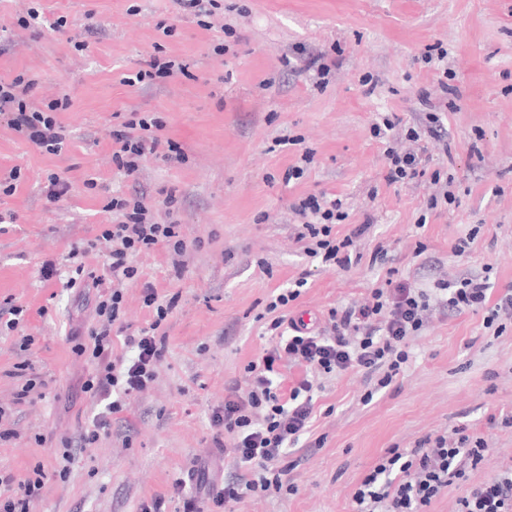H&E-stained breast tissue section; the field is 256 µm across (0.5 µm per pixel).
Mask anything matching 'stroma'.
<instances>
[{"mask_svg":"<svg viewBox=\"0 0 512 512\" xmlns=\"http://www.w3.org/2000/svg\"><path fill=\"white\" fill-rule=\"evenodd\" d=\"M35 6L41 23L22 27ZM221 44L226 53H217ZM437 45L448 52L444 76L422 61ZM154 54L183 73L130 84ZM317 54L332 66L322 88L282 64ZM20 74L36 79L35 100L70 101L57 115L70 134L57 155L0 123V177L21 171L15 193H0V213L16 217L0 224V307L24 309L18 329L0 322V470L43 471L30 512H140L158 497L165 512H178L172 484L194 465L208 482L189 492L214 512L208 488L228 478L234 451L216 447L211 415L273 345L265 306L300 274L308 283L290 313L319 324L330 309L369 300L391 270L425 286L489 265L496 288L512 284V0H217L202 19L177 0H0V78ZM434 110L447 135L429 142L427 168L453 176L457 200L431 210L429 178L387 184L386 145L371 127L392 113L413 125ZM143 115L162 120V137L185 160L149 154L129 176L112 162L109 132ZM284 136L290 145H280ZM306 147L314 164L284 184ZM52 175L70 184L54 203L44 192ZM134 192L158 222L178 223L188 243L183 274L159 245L136 256L140 277L123 284L131 333L154 319L144 283L176 298L165 357L154 383L63 476L65 441L102 408L83 388L94 363L74 350L91 341L100 292L67 288L76 269L69 251L95 242L83 262L102 271L99 236L114 219L107 205ZM170 192L177 204L169 210ZM321 192L348 213L337 236L368 226L350 269L323 268L296 237L291 203ZM470 233L471 252L455 255ZM379 245L387 257L374 265ZM49 262L57 274L47 280ZM484 317L435 310L387 388L356 369L320 375L311 426L288 456L295 491L234 512H354V492L386 449L457 427L487 439L495 463L512 464V428L499 423L512 415V322L500 332ZM31 378L36 387L18 401Z\"/></svg>","mask_w":512,"mask_h":512,"instance_id":"stroma-1","label":"stroma"}]
</instances>
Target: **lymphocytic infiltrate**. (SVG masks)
<instances>
[{"label":"lymphocytic infiltrate","instance_id":"f902f5d3","mask_svg":"<svg viewBox=\"0 0 512 512\" xmlns=\"http://www.w3.org/2000/svg\"><path fill=\"white\" fill-rule=\"evenodd\" d=\"M34 86V80L21 75L0 81V121L46 152L60 153L67 137L56 114L66 109L68 102H36ZM161 127L158 119L143 118L111 130L112 160L118 169L134 174L142 157L157 151L166 160L181 161L177 145L158 136ZM384 127L402 132L415 145L411 151L387 149L386 182L405 183L427 176L437 188L428 200L429 208L454 203L451 180L442 178L440 172H427L422 163L428 138L441 135L438 117L431 114L426 123L407 127L394 114L385 119ZM109 206L116 222L103 230L101 238L107 245V266L113 279H136L138 270L131 261L134 253L160 244L172 251L174 268L183 270L187 244L178 224L154 222L143 196L138 194L113 197ZM292 211L300 224L297 237L307 241L308 253L329 267H351L355 241L364 229L356 227L340 239L333 236L334 224L346 218L341 200L323 193L309 194L293 203ZM306 283V277H299L294 288L284 289L267 304V312L273 315L269 329L276 336L275 344L259 362L249 364L247 392L230 386L223 407L212 413L215 443L230 439L235 450L233 474L212 494L216 507L292 490L288 478L291 468L283 459L307 430L318 374L361 369L379 373L380 386L390 385L409 360L407 338L421 330L434 304L452 313L485 311L484 322L489 326L503 318L512 319V285L503 288L499 296H491L489 275L441 279L429 290L389 277L383 287L373 289L369 303L331 309L323 326L314 330L297 326L287 314ZM143 301L155 307L156 317L149 327L124 336L131 357L111 354L112 329L120 320L122 304L117 289L97 303L96 312L103 322L89 332L92 348L81 344L75 347L77 353L88 352L96 359V371L86 380L84 389L104 402L103 410L79 434L80 447H90L108 433L114 416L156 378L166 351V338L159 329L176 303H159L157 291L149 282L143 285ZM284 361L305 370L304 377L288 388L278 379L279 365ZM488 465L493 468L492 475L459 499L458 512H512V467L493 466L487 440L471 437L462 427L446 435L425 437L408 451L387 449L364 476L353 500L357 512H428L448 486L467 480L469 470ZM0 487L8 493L0 502V512H29L31 502L41 494L42 473L37 470L20 480L0 473Z\"/></svg>","mask_w":512,"mask_h":512}]
</instances>
